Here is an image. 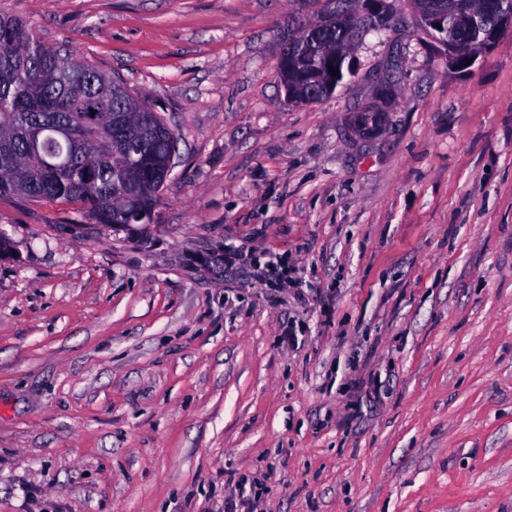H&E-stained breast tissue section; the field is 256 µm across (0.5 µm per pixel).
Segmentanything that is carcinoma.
Returning <instances> with one entry per match:
<instances>
[{
    "instance_id": "cac0c4a2",
    "label": "carcinoma",
    "mask_w": 512,
    "mask_h": 512,
    "mask_svg": "<svg viewBox=\"0 0 512 512\" xmlns=\"http://www.w3.org/2000/svg\"><path fill=\"white\" fill-rule=\"evenodd\" d=\"M335 92L320 66L288 77V95ZM50 129L42 159L29 154L28 132ZM82 126L70 142L54 128ZM178 135L145 98L67 49L44 43L29 24L0 17V195L83 205L96 224L124 225L137 213L154 223L166 183L156 176Z\"/></svg>"
}]
</instances>
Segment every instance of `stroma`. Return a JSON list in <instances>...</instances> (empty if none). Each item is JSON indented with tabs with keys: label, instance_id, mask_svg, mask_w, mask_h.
<instances>
[{
	"label": "stroma",
	"instance_id": "1",
	"mask_svg": "<svg viewBox=\"0 0 512 512\" xmlns=\"http://www.w3.org/2000/svg\"><path fill=\"white\" fill-rule=\"evenodd\" d=\"M326 3L0 0L180 136L152 224L0 195V512H512V30L452 68L393 0L288 102ZM288 59H289V51L288 55H285L284 57L279 56L278 65L277 68L282 66V68H279V75L285 79V76H283V71L285 72V69L288 68ZM344 78V73L341 70V77L337 79L336 85L334 87H331L329 85V82L326 81L325 77L323 76V70L320 66L314 65L311 63H306L302 66H299L298 69L295 71H291V75L289 73L288 81L284 83L283 81V87L285 89V92L287 95H289V98L293 102H297V98H295V94H304L309 95L311 92H314L318 94V97H315L310 102L319 101L321 99H324L326 97H329L332 95L339 83L342 82Z\"/></svg>",
	"mask_w": 512,
	"mask_h": 512
}]
</instances>
